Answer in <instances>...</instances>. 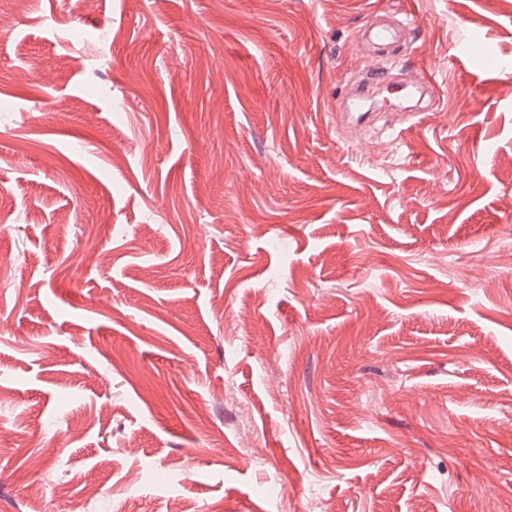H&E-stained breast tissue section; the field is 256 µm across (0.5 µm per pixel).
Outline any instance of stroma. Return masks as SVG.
I'll return each mask as SVG.
<instances>
[{
  "instance_id": "35a3bbf8",
  "label": "stroma",
  "mask_w": 512,
  "mask_h": 512,
  "mask_svg": "<svg viewBox=\"0 0 512 512\" xmlns=\"http://www.w3.org/2000/svg\"><path fill=\"white\" fill-rule=\"evenodd\" d=\"M377 12L439 92L388 153L336 129ZM487 52L512 0H0V512L512 502Z\"/></svg>"
}]
</instances>
